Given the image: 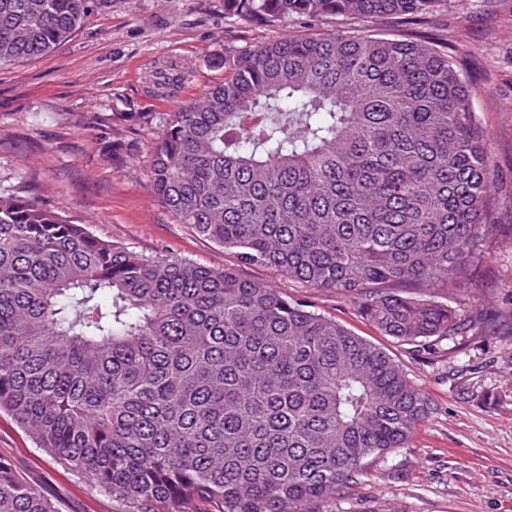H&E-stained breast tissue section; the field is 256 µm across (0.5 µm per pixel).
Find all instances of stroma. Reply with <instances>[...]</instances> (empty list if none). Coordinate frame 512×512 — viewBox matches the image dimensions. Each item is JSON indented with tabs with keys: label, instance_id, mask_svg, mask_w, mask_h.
Here are the masks:
<instances>
[{
	"label": "stroma",
	"instance_id": "obj_1",
	"mask_svg": "<svg viewBox=\"0 0 512 512\" xmlns=\"http://www.w3.org/2000/svg\"><path fill=\"white\" fill-rule=\"evenodd\" d=\"M420 38L463 64L490 135L496 239L474 277L490 311L512 309V0H443L415 19L291 18L264 26L224 0H89L72 36L45 56L0 66V191L34 193L95 237L143 255L236 268L383 348L433 410L404 445L374 461L335 512H512V325L415 349L382 335L350 298L307 288L236 257L178 223L154 198L153 147L168 113L221 81L226 49L310 33ZM190 78L154 94L160 72ZM0 458L62 512H122L119 502L37 448L0 412Z\"/></svg>",
	"mask_w": 512,
	"mask_h": 512
}]
</instances>
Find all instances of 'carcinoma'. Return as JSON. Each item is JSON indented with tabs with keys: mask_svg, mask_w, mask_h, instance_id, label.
Here are the masks:
<instances>
[{
	"mask_svg": "<svg viewBox=\"0 0 512 512\" xmlns=\"http://www.w3.org/2000/svg\"><path fill=\"white\" fill-rule=\"evenodd\" d=\"M441 0H224L244 21L421 16ZM87 0H0V65L42 57ZM170 113L152 191L181 224L422 347L486 327L490 138L457 64L334 32L224 51ZM0 411L122 512H329L431 400L383 349L234 269L99 240L0 193ZM0 512H58L0 459Z\"/></svg>",
	"mask_w": 512,
	"mask_h": 512,
	"instance_id": "carcinoma-1",
	"label": "carcinoma"
}]
</instances>
